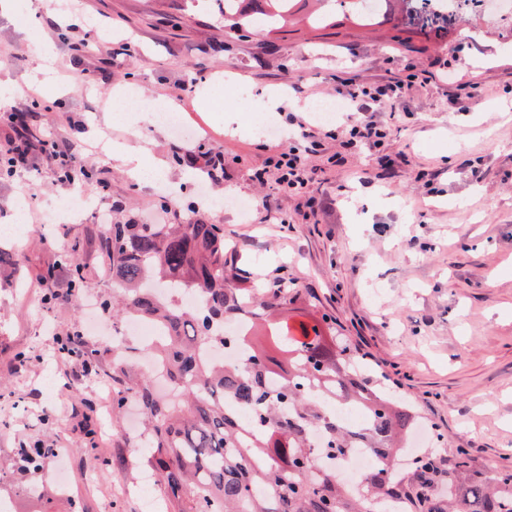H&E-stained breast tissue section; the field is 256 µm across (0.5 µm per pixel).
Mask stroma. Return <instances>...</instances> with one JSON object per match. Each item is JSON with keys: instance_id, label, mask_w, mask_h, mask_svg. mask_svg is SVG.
Here are the masks:
<instances>
[{"instance_id": "stroma-1", "label": "stroma", "mask_w": 512, "mask_h": 512, "mask_svg": "<svg viewBox=\"0 0 512 512\" xmlns=\"http://www.w3.org/2000/svg\"><path fill=\"white\" fill-rule=\"evenodd\" d=\"M502 35L489 29L477 44L458 28L440 49L380 15L272 34L225 29L224 0H76L59 13L46 0H0V80L16 89L8 110L36 113L59 148L81 147L96 203L75 222L20 223L15 199L32 196L37 215L71 189L45 151L0 175V252L25 257L0 263V497L11 512H143L131 448L141 411L103 397L112 336L79 310L111 282L99 250L106 214L223 225L238 277L297 280L288 319H335L442 434L446 470L462 452L482 477L512 470V51ZM224 77L237 92L219 107L213 83ZM373 83L402 86L373 114L390 130L379 150L344 147L355 109L329 123L295 109ZM145 100L181 113L200 137L173 135ZM261 119L284 138L257 130ZM116 142L144 166L162 161L166 179L131 180L103 151ZM291 148L311 176L300 195L282 190L271 163ZM216 150L224 172L213 181L203 167ZM231 196L256 201L253 223L212 207ZM76 333L99 353L94 375L57 353ZM30 441L63 450L47 461L59 479L36 498L13 463Z\"/></svg>"}]
</instances>
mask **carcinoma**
I'll use <instances>...</instances> for the list:
<instances>
[{
	"label": "carcinoma",
	"instance_id": "carcinoma-1",
	"mask_svg": "<svg viewBox=\"0 0 512 512\" xmlns=\"http://www.w3.org/2000/svg\"><path fill=\"white\" fill-rule=\"evenodd\" d=\"M294 0H224V22L244 30L258 21L277 32L293 20ZM101 251L112 260L111 298L102 310L112 318L131 317L164 326L169 335L155 346L168 366L171 396L159 393L149 377L113 363L112 379L123 384L145 414L141 462L164 487L172 512H372L377 501L399 503V458L413 407L392 398L380 380L343 338L325 336L313 325L296 335L278 313L300 299V289L280 279L268 290L248 288L228 268L232 250L224 228L202 218L170 224H111ZM156 289L190 290L204 308L192 313L155 296ZM247 318L248 362L211 365L197 357L204 345L224 346V324ZM59 352L97 366V354L83 344L60 340ZM322 388L347 404L364 406L369 425L350 433L332 420L310 392ZM255 413L257 429L224 409V397ZM324 432L320 453L340 455L354 442L379 459L351 490L333 473L320 475L310 432ZM29 471V487L47 480L52 449L40 444L17 449ZM468 458L441 472L433 459L417 461L416 483L408 495L423 512H512V471L488 483L470 481Z\"/></svg>",
	"mask_w": 512,
	"mask_h": 512
}]
</instances>
